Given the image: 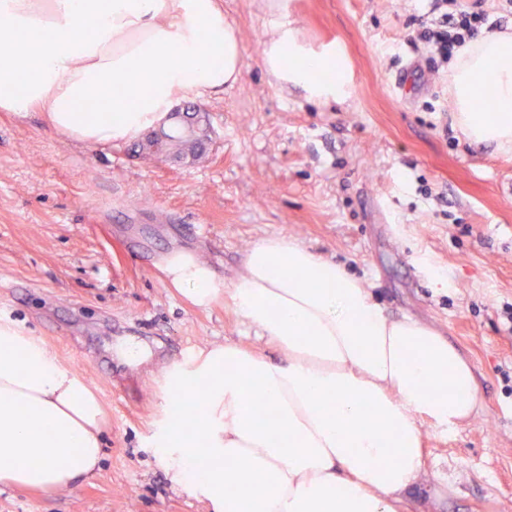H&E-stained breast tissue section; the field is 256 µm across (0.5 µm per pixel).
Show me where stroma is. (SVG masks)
Wrapping results in <instances>:
<instances>
[{
  "instance_id": "obj_1",
  "label": "stroma",
  "mask_w": 512,
  "mask_h": 512,
  "mask_svg": "<svg viewBox=\"0 0 512 512\" xmlns=\"http://www.w3.org/2000/svg\"><path fill=\"white\" fill-rule=\"evenodd\" d=\"M244 48L238 82L198 99L205 156L143 159L89 146L41 112H0V326L32 332L101 406L93 476L52 491L0 487V512H210L152 442L164 368L224 342L258 344L229 294L193 304L163 259L186 251L224 285L255 243L284 236L341 264L393 319L435 328L471 363L478 407L423 422L424 480L404 512H512V148L469 142L446 71L406 43L414 0H222ZM341 48L352 90L318 101L264 66L271 16ZM409 73L404 99L394 78ZM128 344L147 359L130 364Z\"/></svg>"
}]
</instances>
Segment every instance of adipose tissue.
I'll use <instances>...</instances> for the list:
<instances>
[{
  "label": "adipose tissue",
  "mask_w": 512,
  "mask_h": 512,
  "mask_svg": "<svg viewBox=\"0 0 512 512\" xmlns=\"http://www.w3.org/2000/svg\"><path fill=\"white\" fill-rule=\"evenodd\" d=\"M86 28L93 40L80 39ZM270 30L265 67L279 83L347 97L344 56L305 49L288 24ZM141 58L151 67L134 70ZM242 60L220 0H0V112H43L89 146L135 140L175 102L222 92ZM449 79L462 132L512 146V34L467 44ZM481 97L495 111H478ZM89 100L95 111H84ZM164 267L197 305L229 291L286 356L276 364L227 343L163 375L155 444L174 482L213 512H400L424 473L421 420L450 429L477 409L473 368L446 338L389 319L360 280L294 241L252 246L228 290L193 255ZM99 416L90 387L38 337L0 326V484L49 490L94 474Z\"/></svg>",
  "instance_id": "obj_1"
}]
</instances>
